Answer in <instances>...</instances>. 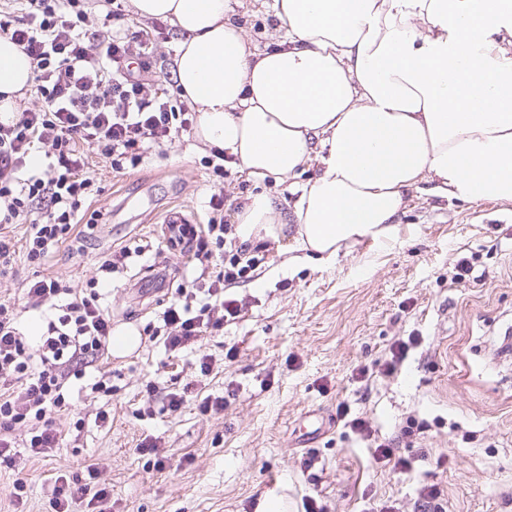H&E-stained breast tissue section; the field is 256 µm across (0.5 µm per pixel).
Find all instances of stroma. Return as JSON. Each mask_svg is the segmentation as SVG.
<instances>
[{"mask_svg":"<svg viewBox=\"0 0 512 512\" xmlns=\"http://www.w3.org/2000/svg\"><path fill=\"white\" fill-rule=\"evenodd\" d=\"M128 6L96 0L93 19L99 24L110 10L123 9L124 25L145 29L154 43L153 80L173 81L176 34L167 22L137 19ZM236 16L253 45L274 44L275 23L263 0H240ZM209 154L197 138L179 136L124 176L91 156L103 188L91 205L102 215L91 246L59 250L42 267L18 260L0 279V292L17 297L37 273L85 290L102 253L137 243L145 254L99 289L115 327L143 329L166 306L139 300L144 267L197 275L186 256L159 249V219L173 205L206 217ZM290 244L287 237L268 240L259 275L226 287V296L244 301L241 317L202 343L214 368L201 393L227 396L223 417L199 415L191 402L177 412L158 402L146 406L144 381L181 382L195 356L173 358L162 344H139L113 360L111 396L73 393V413L56 418L66 437L52 456L22 448L15 467L0 471V512H53L52 475L91 463L100 464L110 486L112 512H256L269 491L287 495L289 512H303L309 498L327 512H381L393 501L412 512L417 488L432 483L443 488L447 512H512V203L414 193L391 240L363 239L341 249L332 265L292 260ZM463 258L470 271L456 284ZM411 337L417 343L405 360L383 372L391 347ZM231 350L237 356L229 361ZM342 402L350 417L387 439L408 418L426 421L414 446L398 450L410 472L399 475L374 460L339 422ZM104 405L112 410L110 424L72 431L77 416H94ZM309 411L332 427L312 444L315 464L304 470L293 440ZM148 434L165 441L164 469L135 451ZM18 478L26 483L20 508L11 495Z\"/></svg>","mask_w":512,"mask_h":512,"instance_id":"35a3bbf8","label":"stroma"}]
</instances>
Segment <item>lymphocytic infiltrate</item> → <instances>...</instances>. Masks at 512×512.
<instances>
[{
    "instance_id": "lymphocytic-infiltrate-1",
    "label": "lymphocytic infiltrate",
    "mask_w": 512,
    "mask_h": 512,
    "mask_svg": "<svg viewBox=\"0 0 512 512\" xmlns=\"http://www.w3.org/2000/svg\"><path fill=\"white\" fill-rule=\"evenodd\" d=\"M87 0H25L19 20L0 18V37L22 46L34 63L33 107L0 123V276L18 257L44 265L59 250L85 251L96 227L83 218L87 202L101 187L88 166L89 154L124 174L168 141L171 133L191 134L195 115L175 102L169 89L152 87L144 77L154 45L146 30L124 28L103 36L88 29ZM137 58L131 71L129 58ZM46 149L45 169L28 168L27 160ZM224 153L207 158L213 193L204 224H171L169 248H182L200 263L199 277L176 290L175 298L147 324L144 335L179 356L205 336L222 331L240 317L239 300L224 289L250 281L262 264L260 246L241 242L237 227L225 223ZM26 225L23 243L13 226ZM47 309L46 327L35 341L19 329L22 313ZM112 313L98 293L75 291L63 280L44 277L24 288L20 303L0 301V466H12V434L25 428L33 456H50L63 441L53 416L71 406L73 380H85L97 394L111 395L109 353ZM148 400L166 410H180L195 400L199 414L223 413V397L200 396L196 380L181 391L147 382ZM91 464L85 474H58L54 479L55 512H78L82 504L107 512L110 492Z\"/></svg>"
}]
</instances>
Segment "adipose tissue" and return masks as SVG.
I'll return each instance as SVG.
<instances>
[{
  "label": "adipose tissue",
  "mask_w": 512,
  "mask_h": 512,
  "mask_svg": "<svg viewBox=\"0 0 512 512\" xmlns=\"http://www.w3.org/2000/svg\"><path fill=\"white\" fill-rule=\"evenodd\" d=\"M180 36L174 74L196 137L254 184L316 166L291 214L265 192L235 219L241 241L292 231L335 262L389 238L414 192L512 203V0H271L279 33L252 50L233 0H129ZM33 64L0 37V119Z\"/></svg>",
  "instance_id": "obj_1"
}]
</instances>
